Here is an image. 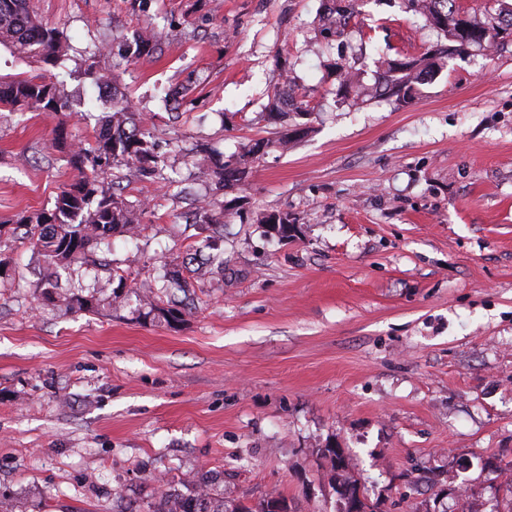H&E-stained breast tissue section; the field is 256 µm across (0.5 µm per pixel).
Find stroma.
I'll return each mask as SVG.
<instances>
[{
	"label": "stroma",
	"mask_w": 512,
	"mask_h": 512,
	"mask_svg": "<svg viewBox=\"0 0 512 512\" xmlns=\"http://www.w3.org/2000/svg\"><path fill=\"white\" fill-rule=\"evenodd\" d=\"M341 37L321 0H29L77 52L52 68L73 115L0 111V221L51 206L75 179L68 143L104 111L93 59L143 112L174 168L131 181L141 231L112 238L65 299L42 300L32 250L0 235V501L10 512H150L206 481L213 498L339 512L326 445L381 512H512V52L441 62L412 102L336 95V67L375 82L384 58L438 39L407 0H358ZM160 50L124 57L143 28ZM316 110L310 133L271 148L226 191L224 266L173 317L138 294L183 271L204 233L189 153L270 137L281 70ZM298 224L278 242L255 221ZM98 298L83 311L78 298Z\"/></svg>",
	"instance_id": "obj_1"
}]
</instances>
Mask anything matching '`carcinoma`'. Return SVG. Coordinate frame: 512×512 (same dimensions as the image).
<instances>
[{"label": "carcinoma", "mask_w": 512, "mask_h": 512, "mask_svg": "<svg viewBox=\"0 0 512 512\" xmlns=\"http://www.w3.org/2000/svg\"><path fill=\"white\" fill-rule=\"evenodd\" d=\"M410 6L425 17L440 40L420 58L386 61L370 89L361 84L359 71L338 66L342 71L339 95L346 98L358 92L405 102L415 98L419 86L432 80L435 60L471 50L497 52L512 45V3L506 0H484L480 12L464 8L459 0H410ZM333 10L335 18H322L323 26L340 37L356 14V0H333ZM155 50L154 35L144 31L138 33L130 54L139 56ZM0 51L16 61L49 69L70 57L72 45L59 27L30 12L28 0H0ZM0 105L21 112L63 114L70 110L71 101L64 85L52 76L16 74L0 77ZM288 112L298 122L277 139L250 140L229 160L196 164V178L208 186V193L198 199L195 219L202 230L209 232V247L217 249L224 242V202L219 196L244 184L253 165L271 144L288 148L305 132L299 120L308 118L313 108L296 95ZM84 119L95 120L94 136L86 145L69 150L70 164L78 172L75 182L56 195L51 207L22 212L0 223V229L6 224L24 229L23 239L48 268L76 263L101 246H110L113 235L131 233L140 227L146 206L132 204L122 195L104 189L101 175L109 172L112 180L120 181L126 178L122 172L126 168L142 180L163 186L172 183L158 145L142 120L135 118L127 100L114 99L109 111L99 115L86 112ZM257 223L280 238H289L298 229L288 220V214L281 212L262 213ZM36 287L49 301L62 297L54 272L41 274ZM322 453L330 457L333 486H347L355 496L358 481L348 474L340 449L328 446ZM274 508L288 509L286 499L270 496L258 511L241 504L229 506L213 500L202 482L192 494L165 497L153 512H272Z\"/></svg>", "instance_id": "carcinoma-1"}]
</instances>
